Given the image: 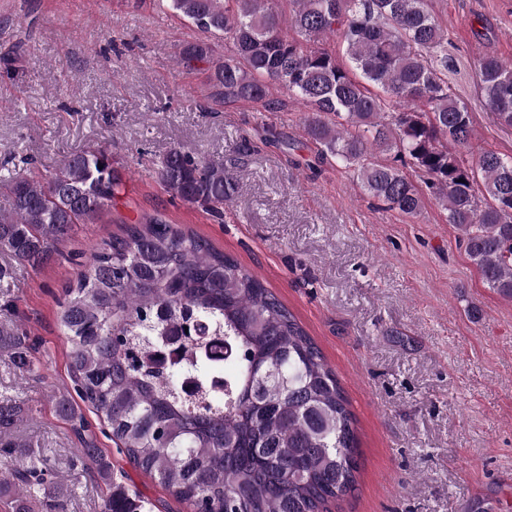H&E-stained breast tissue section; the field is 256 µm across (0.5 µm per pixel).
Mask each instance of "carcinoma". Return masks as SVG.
Wrapping results in <instances>:
<instances>
[{
    "label": "carcinoma",
    "mask_w": 512,
    "mask_h": 512,
    "mask_svg": "<svg viewBox=\"0 0 512 512\" xmlns=\"http://www.w3.org/2000/svg\"><path fill=\"white\" fill-rule=\"evenodd\" d=\"M278 0H158L205 39L186 44L182 64L210 58V36L227 54L214 67L212 97L278 109L274 92L308 108L304 125L319 146L353 171L365 194L418 216L425 185L459 231L484 282L512 300V159L463 155L473 135L467 108L448 87V34L430 0H292L279 33ZM345 45L347 62L324 47ZM480 89L501 125L512 127V61L482 56ZM374 85L383 95L370 91ZM158 177L176 197L223 216L239 185L224 165L174 148ZM0 252L37 267L78 224L112 207L122 176L105 148L71 155L46 173L19 169L0 180ZM57 322L66 336L76 396L106 424L136 468L157 478L193 512H329L355 490L356 418L336 373L295 315L236 258L160 217L94 245L65 290ZM0 362L37 370L20 324L0 325ZM55 410L79 438L76 455L106 485L105 512H146L117 481L71 396ZM27 415L0 401V496L14 512H66L54 479L22 439L3 435Z\"/></svg>",
    "instance_id": "cac0c4a2"
}]
</instances>
